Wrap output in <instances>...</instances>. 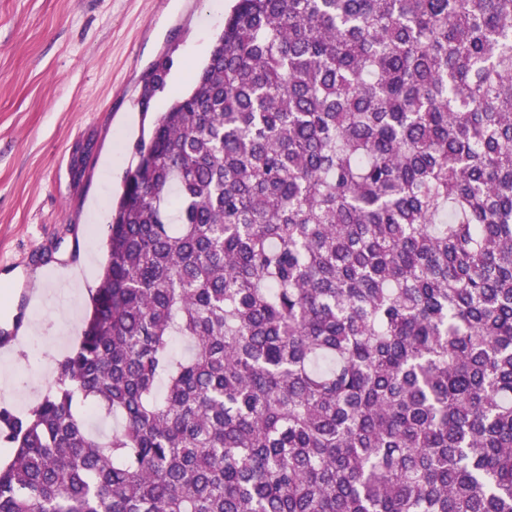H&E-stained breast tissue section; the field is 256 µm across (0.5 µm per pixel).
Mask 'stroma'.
<instances>
[{"instance_id": "35a3bbf8", "label": "stroma", "mask_w": 512, "mask_h": 512, "mask_svg": "<svg viewBox=\"0 0 512 512\" xmlns=\"http://www.w3.org/2000/svg\"><path fill=\"white\" fill-rule=\"evenodd\" d=\"M231 0H0V328L26 314L42 328L0 371L10 407L27 411L81 338L90 311L86 270L101 274L112 201L134 146L157 113L187 91L224 28ZM170 56L153 109L138 99L152 64ZM92 142L82 180L76 145ZM114 167H104L106 158ZM100 220H92L91 210Z\"/></svg>"}]
</instances>
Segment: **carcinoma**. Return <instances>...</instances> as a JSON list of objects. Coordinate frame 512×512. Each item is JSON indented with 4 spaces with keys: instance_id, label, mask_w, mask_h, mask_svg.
Segmentation results:
<instances>
[{
    "instance_id": "obj_1",
    "label": "carcinoma",
    "mask_w": 512,
    "mask_h": 512,
    "mask_svg": "<svg viewBox=\"0 0 512 512\" xmlns=\"http://www.w3.org/2000/svg\"><path fill=\"white\" fill-rule=\"evenodd\" d=\"M135 151L0 512H512V0H237Z\"/></svg>"
}]
</instances>
